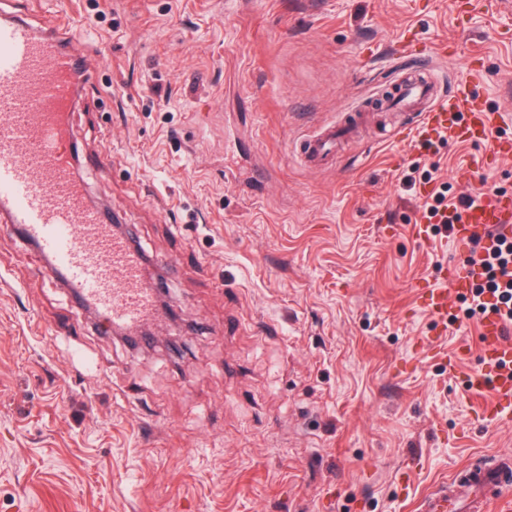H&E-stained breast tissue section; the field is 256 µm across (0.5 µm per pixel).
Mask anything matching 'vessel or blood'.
<instances>
[{"instance_id":"1","label":"vessel or blood","mask_w":512,"mask_h":512,"mask_svg":"<svg viewBox=\"0 0 512 512\" xmlns=\"http://www.w3.org/2000/svg\"><path fill=\"white\" fill-rule=\"evenodd\" d=\"M79 38L69 18L56 17L35 28L26 8L0 15V217L20 227L48 257L47 275L64 276L81 300L107 326L137 330L151 317L155 288L144 281V259L127 239L113 235L100 213L85 201L62 147L73 138L66 119L74 101L80 69L70 54ZM436 78L398 76L388 107L407 111L401 135L425 142L442 135L483 141L500 115L479 108L466 83L438 94ZM335 123L317 126L295 146L300 161L328 164L336 149ZM512 221V197L499 195L473 205L453 237L464 244L487 239L491 229ZM476 267L455 262L445 286L425 289L422 309L447 319L450 293L468 291ZM481 359L463 368L469 396L482 412L498 416L512 408V332L502 318L488 313L480 322ZM496 370L488 378V370ZM473 495L472 512H512V461L471 464L461 480L443 482L421 498L419 512H448L457 489Z\"/></svg>"}]
</instances>
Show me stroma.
<instances>
[{"instance_id": "1", "label": "stroma", "mask_w": 512, "mask_h": 512, "mask_svg": "<svg viewBox=\"0 0 512 512\" xmlns=\"http://www.w3.org/2000/svg\"><path fill=\"white\" fill-rule=\"evenodd\" d=\"M56 13L89 67L75 175L172 261L180 328L174 347L113 338L0 223V512H412L512 455V418L483 416L423 349L464 340L481 363L477 322L444 329L417 304L469 249L415 240L425 182L402 184L431 168L454 194L487 175L512 195V0H40L31 17ZM405 36L503 135L431 153L371 123L334 167L302 165L296 113L390 92Z\"/></svg>"}]
</instances>
